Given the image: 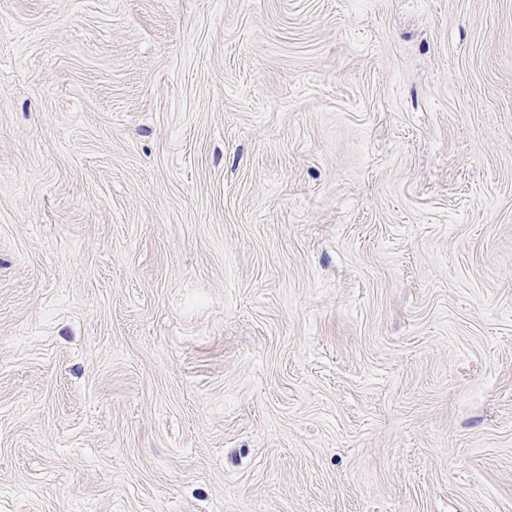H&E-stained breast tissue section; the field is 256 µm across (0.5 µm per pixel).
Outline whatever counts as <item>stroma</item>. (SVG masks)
<instances>
[{
  "instance_id": "stroma-1",
  "label": "stroma",
  "mask_w": 512,
  "mask_h": 512,
  "mask_svg": "<svg viewBox=\"0 0 512 512\" xmlns=\"http://www.w3.org/2000/svg\"><path fill=\"white\" fill-rule=\"evenodd\" d=\"M0 512H512V0H0Z\"/></svg>"
}]
</instances>
